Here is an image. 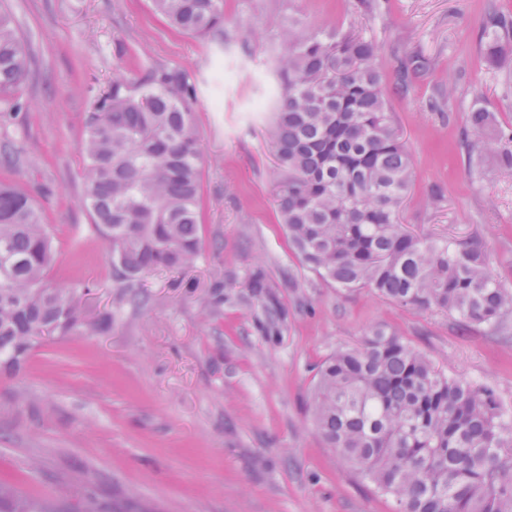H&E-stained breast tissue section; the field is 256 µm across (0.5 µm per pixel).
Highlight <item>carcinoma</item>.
Returning <instances> with one entry per match:
<instances>
[{
	"mask_svg": "<svg viewBox=\"0 0 512 512\" xmlns=\"http://www.w3.org/2000/svg\"><path fill=\"white\" fill-rule=\"evenodd\" d=\"M175 28L224 37V0H151ZM484 59L500 64L512 14L490 5ZM270 143L280 223L301 264L338 288H368L416 310L470 324L512 314V289L484 247L424 237L400 224L412 163L375 66L376 44L351 32H277ZM29 49L0 9V107L19 105ZM196 88L178 69L117 79L84 119V205L107 247L112 281L134 288L151 270L198 256L201 150ZM467 121L483 147L512 141L493 113ZM52 236L33 199L0 181V370L26 361L34 339L82 326L78 289L54 287ZM315 424L327 445L396 502V512H512V426L493 395L435 369L399 336L373 329L319 366ZM148 512L103 501L22 494L0 479V512Z\"/></svg>",
	"mask_w": 512,
	"mask_h": 512,
	"instance_id": "carcinoma-1",
	"label": "carcinoma"
}]
</instances>
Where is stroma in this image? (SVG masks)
Returning <instances> with one entry per match:
<instances>
[{
	"label": "stroma",
	"mask_w": 512,
	"mask_h": 512,
	"mask_svg": "<svg viewBox=\"0 0 512 512\" xmlns=\"http://www.w3.org/2000/svg\"><path fill=\"white\" fill-rule=\"evenodd\" d=\"M493 1L512 5L224 0L218 40L170 27L151 0H0L30 51L22 107L0 112V144L21 160L0 164V180L43 212L50 282L90 286L87 316L112 313L110 332L39 337L20 370L0 372V475L26 494L91 488L146 512H394L326 446L311 411L319 364L376 325L489 390L512 423V316L466 324L304 268L279 222L268 138L278 27L371 39L413 163L402 224L482 243L512 288V176L467 123L481 107L512 127V47L496 69L482 56ZM158 66L197 87L202 249L187 273H146L120 300L83 205V122L113 80ZM257 270L262 297L249 286Z\"/></svg>",
	"instance_id": "1"
}]
</instances>
